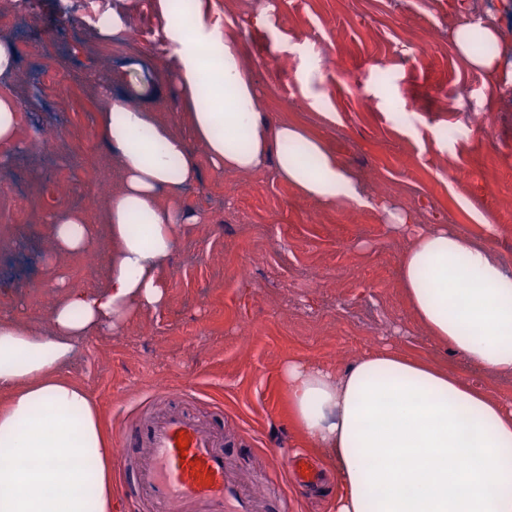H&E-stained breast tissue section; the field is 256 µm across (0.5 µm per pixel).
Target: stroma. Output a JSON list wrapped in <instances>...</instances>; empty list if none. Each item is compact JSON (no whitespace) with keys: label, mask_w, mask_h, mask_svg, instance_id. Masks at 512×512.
Segmentation results:
<instances>
[{"label":"stroma","mask_w":512,"mask_h":512,"mask_svg":"<svg viewBox=\"0 0 512 512\" xmlns=\"http://www.w3.org/2000/svg\"><path fill=\"white\" fill-rule=\"evenodd\" d=\"M100 7L145 23L147 35L135 43L103 38L83 0H38L7 35L19 66L0 74V94L19 102L33 147L0 170V187L18 176L31 184V199L15 209L30 215L38 235L20 238L0 222V314L41 331L56 281L91 288L106 279L86 275L82 255L56 254L45 222L53 208L93 194L96 180L119 182L98 133L101 88L184 125L156 0ZM208 18L236 26L268 119L323 136L370 191L385 187L418 225H456L512 265V79L488 87L448 37L475 18L503 26L500 52L512 72V0H469L462 14L448 0H211ZM431 28L440 40L420 52ZM336 57L343 72L331 64ZM46 68L64 73V84L45 82ZM44 127L57 139L41 146ZM197 161L200 179L185 204L199 220L182 227L167 263L166 304L119 334L84 339L69 373L99 405L109 434L153 408L188 410L223 425L241 481L267 494V512H331L336 474L323 457L315 459L323 492H273L288 475L272 476L271 455L302 449L288 419L283 363L295 357L343 369L386 345L451 368L464 363L416 321L399 273L409 235L393 231L379 210L324 207L273 170L231 173L205 155ZM247 260L254 266L243 278L236 270Z\"/></svg>","instance_id":"1"}]
</instances>
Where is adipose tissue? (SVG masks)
Segmentation results:
<instances>
[{
	"label": "adipose tissue",
	"instance_id": "ef3b65f1",
	"mask_svg": "<svg viewBox=\"0 0 512 512\" xmlns=\"http://www.w3.org/2000/svg\"><path fill=\"white\" fill-rule=\"evenodd\" d=\"M205 4L196 0L186 24L157 0L184 131L104 90L99 135L119 187L97 220L66 208L49 215L57 253L104 250L105 285L63 289L46 333L0 319V512H112V442L99 406L65 370L81 340L164 305V263L189 220L184 192L199 178L194 147L217 170L274 166L322 206L368 203L324 139L263 115L236 28L208 24ZM449 37L497 87L502 63L491 47L500 28L478 20ZM400 278L416 320L440 345L469 366L512 375V271L497 256L455 225L433 224L414 231ZM282 375L294 425L336 470L333 512H512V401L391 346L342 370L292 360Z\"/></svg>",
	"mask_w": 512,
	"mask_h": 512
}]
</instances>
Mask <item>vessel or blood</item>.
<instances>
[{
  "instance_id": "vessel-or-blood-1",
  "label": "vessel or blood",
  "mask_w": 512,
  "mask_h": 512,
  "mask_svg": "<svg viewBox=\"0 0 512 512\" xmlns=\"http://www.w3.org/2000/svg\"><path fill=\"white\" fill-rule=\"evenodd\" d=\"M186 441L179 449L178 441ZM112 465L136 467L134 499L139 512H260L261 502L239 481L224 452V429L191 413L166 409L116 435ZM294 486L306 493L322 479L303 454L289 459Z\"/></svg>"
}]
</instances>
